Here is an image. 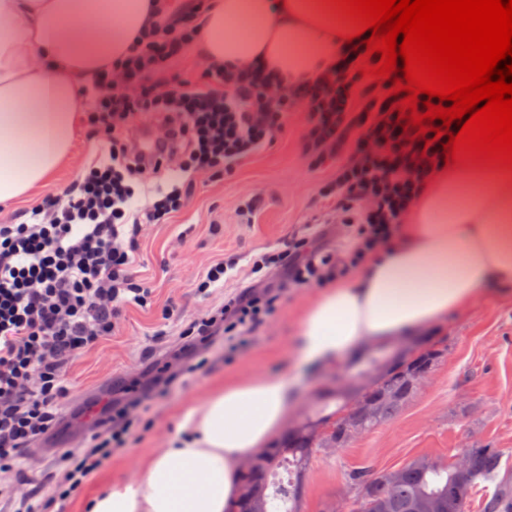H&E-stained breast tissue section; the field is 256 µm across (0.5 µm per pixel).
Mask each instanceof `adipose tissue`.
<instances>
[{
    "mask_svg": "<svg viewBox=\"0 0 512 512\" xmlns=\"http://www.w3.org/2000/svg\"><path fill=\"white\" fill-rule=\"evenodd\" d=\"M162 0H0V204L30 197L69 156L77 84L126 56ZM354 27L325 0H212L200 31L209 63L264 62L298 78L330 68ZM512 283V170L435 168L355 277L304 307L295 349L328 368L412 337ZM295 387L260 374L213 388L140 480H113L86 512H233L242 463L270 445Z\"/></svg>",
    "mask_w": 512,
    "mask_h": 512,
    "instance_id": "adipose-tissue-1",
    "label": "adipose tissue"
}]
</instances>
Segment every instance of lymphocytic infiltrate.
Returning a JSON list of instances; mask_svg holds the SVG:
<instances>
[{
  "label": "lymphocytic infiltrate",
  "mask_w": 512,
  "mask_h": 512,
  "mask_svg": "<svg viewBox=\"0 0 512 512\" xmlns=\"http://www.w3.org/2000/svg\"><path fill=\"white\" fill-rule=\"evenodd\" d=\"M199 14L198 0H173L135 37L131 56L101 68L83 116L98 154L71 184L32 206L29 221L0 224V475L37 458V444L64 420L72 360L114 335L128 308L151 307L153 290L137 273L148 228L172 223L196 175L233 176L266 149L295 106L308 114L312 165H336L321 196L330 204L327 223L343 226L351 244L332 253L305 235L254 259L249 282L180 327L178 343L167 349L173 370L160 376L145 363L143 389L105 401L88 444L57 452L53 500L22 497L19 512H49L76 495L132 438L145 401L203 365L215 338L240 351L288 289L326 285L390 243L402 213L444 161L441 142L403 131L390 100L356 96L360 52L293 84L259 66L213 65L198 79L174 71L196 39ZM141 114L156 121L154 160L140 155L131 130ZM144 192L151 201L134 205Z\"/></svg>",
  "instance_id": "obj_1"
}]
</instances>
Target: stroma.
Segmentation results:
<instances>
[{"mask_svg": "<svg viewBox=\"0 0 512 512\" xmlns=\"http://www.w3.org/2000/svg\"><path fill=\"white\" fill-rule=\"evenodd\" d=\"M307 128L306 112L294 109L287 128L268 148L232 177L200 175L187 209L172 223L152 226L138 273L152 286L155 305L128 309L115 336L74 360L68 374V414L80 413L103 391L117 395L131 387L132 371L147 350L156 348L158 332L188 323L214 303V296L197 293L192 286L210 261L232 259L243 272L263 253L317 227L322 219L319 188L336 169L309 168L304 157ZM95 145L87 128L78 126L69 161L50 177L44 193L74 179L94 158ZM251 194L262 195V209L255 222L245 224L235 208ZM185 230L188 240L178 242ZM317 291L314 285L289 290L240 354L213 359L155 398L129 447L115 452L95 480L66 501L63 512H81L83 496L98 481L139 476L141 457L175 436L184 404L201 398L216 379L246 372L297 378L298 396L288 412L289 419H296L328 375L324 369L297 372L291 364L297 310ZM167 311L172 317L166 321L162 315ZM425 336L445 351L425 386L392 422L355 438L340 453H317L305 478L302 512H321L325 502L336 498L352 503L348 473L360 466L395 469L424 454L448 460L473 438L512 450V284L467 311L450 313Z\"/></svg>", "mask_w": 512, "mask_h": 512, "instance_id": "35a3bbf8", "label": "stroma"}]
</instances>
